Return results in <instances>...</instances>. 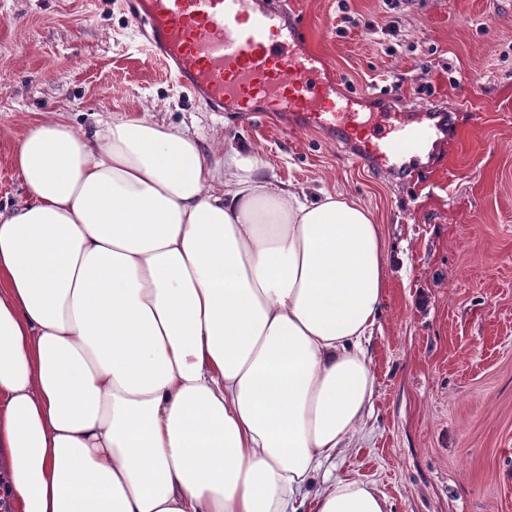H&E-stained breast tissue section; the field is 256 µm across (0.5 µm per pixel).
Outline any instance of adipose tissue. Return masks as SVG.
Returning a JSON list of instances; mask_svg holds the SVG:
<instances>
[{
  "mask_svg": "<svg viewBox=\"0 0 512 512\" xmlns=\"http://www.w3.org/2000/svg\"><path fill=\"white\" fill-rule=\"evenodd\" d=\"M0 212V447L19 512H389L312 492L373 408L370 212L141 117L32 124Z\"/></svg>",
  "mask_w": 512,
  "mask_h": 512,
  "instance_id": "ef3b65f1",
  "label": "adipose tissue"
}]
</instances>
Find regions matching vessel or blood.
I'll return each instance as SVG.
<instances>
[{
  "mask_svg": "<svg viewBox=\"0 0 512 512\" xmlns=\"http://www.w3.org/2000/svg\"><path fill=\"white\" fill-rule=\"evenodd\" d=\"M143 52L202 99L232 112L328 136L355 161L405 173L402 150L441 144V112L361 111L339 94L326 59L302 50L305 26L285 0H126Z\"/></svg>",
  "mask_w": 512,
  "mask_h": 512,
  "instance_id": "1",
  "label": "vessel or blood"
}]
</instances>
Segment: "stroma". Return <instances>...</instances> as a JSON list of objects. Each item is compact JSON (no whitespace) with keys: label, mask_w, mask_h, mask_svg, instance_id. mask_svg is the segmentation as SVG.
<instances>
[{"label":"stroma","mask_w":512,"mask_h":512,"mask_svg":"<svg viewBox=\"0 0 512 512\" xmlns=\"http://www.w3.org/2000/svg\"><path fill=\"white\" fill-rule=\"evenodd\" d=\"M124 2L0 0V209L25 201L14 154L52 115L179 126L257 153L274 184L366 206L388 261L374 406L329 472L373 482L389 512H512V0H288L343 93L450 112L444 146L406 175L209 111L136 52Z\"/></svg>","instance_id":"obj_1"}]
</instances>
